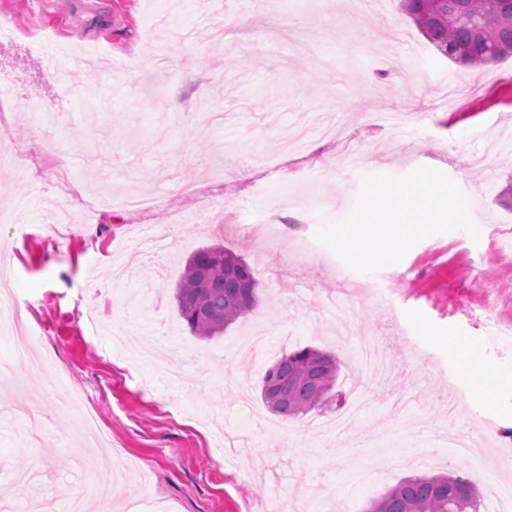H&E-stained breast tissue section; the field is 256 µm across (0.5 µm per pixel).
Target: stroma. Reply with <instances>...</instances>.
<instances>
[{
  "mask_svg": "<svg viewBox=\"0 0 512 512\" xmlns=\"http://www.w3.org/2000/svg\"><path fill=\"white\" fill-rule=\"evenodd\" d=\"M12 34L0 39V105L13 111L0 148L23 172L0 173V278L32 307L40 337L20 358L0 335V374L39 394L37 440L8 418L16 392L0 383V512L23 496L82 494L85 512H125L149 493L171 512H366L410 476L456 473L451 448L432 439L447 421L484 425L512 450V385L494 393L461 375L452 338L473 339L492 366L512 367V56L485 83L480 71L438 54L396 0H0ZM91 46L112 67L74 68ZM470 83L448 107V83ZM53 118L54 160L78 179L64 195L33 174L43 139L25 107ZM420 166L450 176L470 201L480 241L463 231L414 245L397 264L358 274L316 242L344 218L361 180ZM249 171L241 179V171ZM207 187L203 199L168 194L167 176ZM134 189L178 213L154 218L177 245L146 252L140 223L119 203L92 215L91 196ZM221 246L242 254L259 281V307L223 335L195 336L174 298L186 259ZM375 291L351 332L377 336L407 357L406 374L361 372L368 414L342 435L309 424L335 405L288 419L280 444L263 425L260 378L282 353L304 346L349 353L326 315L339 280ZM123 322L124 341L108 324ZM270 331L273 348L235 350L238 337ZM53 358L70 389L88 393L112 443L80 434L47 385ZM416 394L395 414L391 398ZM370 468L362 490L352 473ZM278 474L269 492V474Z\"/></svg>",
  "mask_w": 512,
  "mask_h": 512,
  "instance_id": "stroma-1",
  "label": "stroma"
}]
</instances>
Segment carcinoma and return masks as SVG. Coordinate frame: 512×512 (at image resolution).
<instances>
[{"label":"carcinoma","instance_id":"1","mask_svg":"<svg viewBox=\"0 0 512 512\" xmlns=\"http://www.w3.org/2000/svg\"><path fill=\"white\" fill-rule=\"evenodd\" d=\"M425 39L448 60L472 67L512 54V0H401ZM248 263L231 249L197 250L175 292L180 318L202 338L219 336L259 302ZM341 368L336 355L310 346L265 368L261 396L274 413L296 417L320 407ZM474 483L460 475L409 477L374 500L368 512H480Z\"/></svg>","mask_w":512,"mask_h":512}]
</instances>
